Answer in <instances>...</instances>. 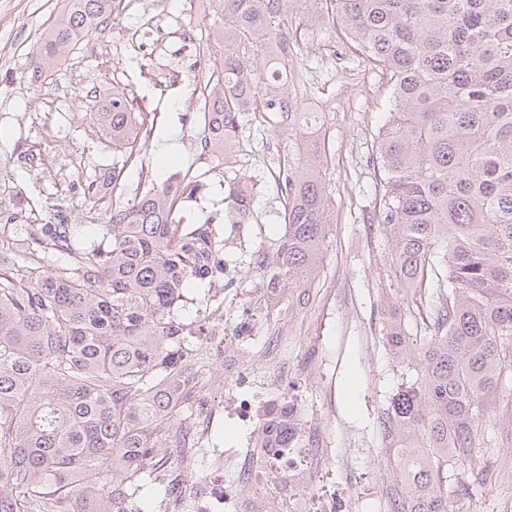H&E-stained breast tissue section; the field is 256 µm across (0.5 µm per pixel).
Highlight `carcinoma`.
<instances>
[{"label":"carcinoma","mask_w":512,"mask_h":512,"mask_svg":"<svg viewBox=\"0 0 512 512\" xmlns=\"http://www.w3.org/2000/svg\"><path fill=\"white\" fill-rule=\"evenodd\" d=\"M122 0H65L41 34L47 72ZM222 20L200 33L212 57L199 80L201 145L224 157L258 99L288 124L319 116L288 107V77L261 84L251 53L279 44L291 0H211ZM327 18L386 79L378 135L382 226L393 274L424 298L420 376L402 382L379 418L398 483L391 512H448V467H472L484 396L512 383V0H327ZM124 162L151 135L137 99L112 90L91 113ZM317 150L278 185L288 230L254 258L275 297L311 286L326 240L329 191ZM192 181L154 184L88 235L74 224H22L0 235V512H142L137 494L174 470L160 452L189 435L205 325L171 316L186 290L229 277L211 219L186 223ZM244 178L224 216L248 218ZM386 345L403 359L418 336L397 323ZM274 427L293 439L294 414Z\"/></svg>","instance_id":"1"}]
</instances>
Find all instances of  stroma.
<instances>
[{
	"instance_id": "1",
	"label": "stroma",
	"mask_w": 512,
	"mask_h": 512,
	"mask_svg": "<svg viewBox=\"0 0 512 512\" xmlns=\"http://www.w3.org/2000/svg\"><path fill=\"white\" fill-rule=\"evenodd\" d=\"M62 9L63 0H0V225L11 215L20 224H104L113 206L132 201L150 183L198 181L188 208L197 221L213 219L234 283L221 292L196 284L177 319L195 320L221 295L225 335L238 338L254 360L271 348L276 330L287 331L293 347L288 398L299 445L312 447L318 433L328 449L325 486L298 491L303 512H313L326 492L336 494L342 512H390L395 472L377 418L403 373L421 371L422 364L417 356L399 362L383 340L391 318L415 327L421 306L397 288L381 226L384 175L374 158L388 119L385 78L348 49L340 28L325 22V0H292L282 27L287 53L268 45L255 52L261 77L287 73L294 109L323 114L321 175L331 196L326 243L307 297L270 301L250 259L273 251L287 230L277 177L305 151L306 138L291 126L281 139H268L276 115L260 105L247 112L226 158L202 154L203 116L193 88L203 60L187 34L212 23L207 0H122L104 32L81 42L56 70L35 74L36 41ZM116 88L137 97L153 129L142 163L123 171L124 195L107 192L93 203L84 195L87 183L104 181L122 155L90 115ZM172 131L181 154L163 167L157 150ZM238 177L254 188V214L245 224L223 218L228 184ZM199 385L203 395L224 402L213 442L246 447L254 426L232 414L242 389L226 385L223 365L208 357ZM511 412L512 391L487 396L474 448L480 469L448 472L452 512H512V446L501 441ZM461 481L471 488L468 496L455 490Z\"/></svg>"
}]
</instances>
